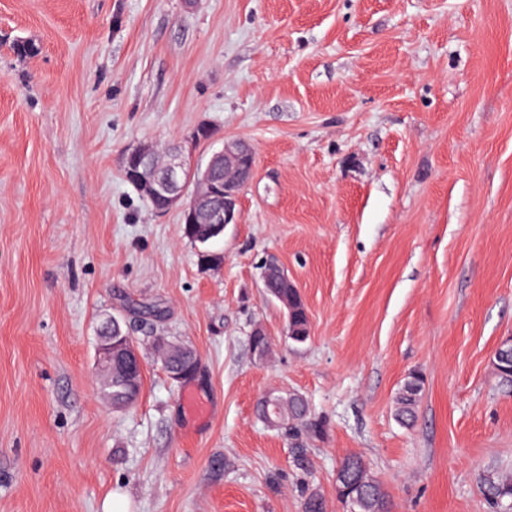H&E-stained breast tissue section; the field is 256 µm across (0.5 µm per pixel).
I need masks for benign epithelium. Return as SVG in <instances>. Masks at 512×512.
Wrapping results in <instances>:
<instances>
[{
  "instance_id": "1",
  "label": "benign epithelium",
  "mask_w": 512,
  "mask_h": 512,
  "mask_svg": "<svg viewBox=\"0 0 512 512\" xmlns=\"http://www.w3.org/2000/svg\"><path fill=\"white\" fill-rule=\"evenodd\" d=\"M255 151L245 141L224 145L210 156L205 165L198 164L192 147L177 146L161 151L151 142H144L127 152L123 162L125 179L143 196L160 201L159 212L177 208L182 212L185 230L196 224H209L217 233L239 221L236 208L238 185L252 179ZM194 175V191L187 195L183 184L185 174ZM108 317L98 328L97 365L102 374L112 373V351H127L133 371L143 366L129 335H113Z\"/></svg>"
}]
</instances>
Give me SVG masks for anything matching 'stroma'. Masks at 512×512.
<instances>
[{"label": "stroma", "mask_w": 512, "mask_h": 512, "mask_svg": "<svg viewBox=\"0 0 512 512\" xmlns=\"http://www.w3.org/2000/svg\"><path fill=\"white\" fill-rule=\"evenodd\" d=\"M201 125L199 162L235 140L256 157L214 269L122 173ZM270 258L305 343L264 296ZM109 315L144 364L126 410L99 391ZM510 337L512 0H0V512H103L116 491L131 512H302L307 490L347 512L350 455L390 512H496ZM161 338L195 376L169 378ZM271 391L326 422L304 464L256 416ZM293 311L288 318L289 339L295 343H304L310 337V321L306 308L298 292H294ZM423 380L419 374L413 373L406 380L396 398L395 416L405 425L412 424L416 419V407L422 392Z\"/></svg>", "instance_id": "stroma-1"}]
</instances>
